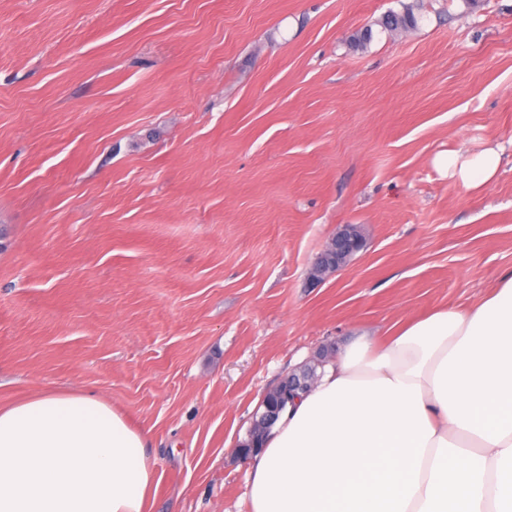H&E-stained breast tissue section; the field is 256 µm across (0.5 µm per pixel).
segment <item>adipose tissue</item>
Instances as JSON below:
<instances>
[{
  "instance_id": "1",
  "label": "adipose tissue",
  "mask_w": 512,
  "mask_h": 512,
  "mask_svg": "<svg viewBox=\"0 0 512 512\" xmlns=\"http://www.w3.org/2000/svg\"><path fill=\"white\" fill-rule=\"evenodd\" d=\"M466 188L499 146L439 157ZM146 435L104 400L0 407V512H149ZM251 512H512V269L468 308L356 337L250 461Z\"/></svg>"
}]
</instances>
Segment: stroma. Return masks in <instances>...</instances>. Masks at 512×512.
Returning a JSON list of instances; mask_svg holds the SVG:
<instances>
[{
    "label": "stroma",
    "mask_w": 512,
    "mask_h": 512,
    "mask_svg": "<svg viewBox=\"0 0 512 512\" xmlns=\"http://www.w3.org/2000/svg\"><path fill=\"white\" fill-rule=\"evenodd\" d=\"M494 144L480 190L435 164ZM509 269L512 0H0V405L110 402L150 512H250L267 389ZM418 17L411 6H403L401 11H389L382 19L381 26L388 32L413 29ZM364 245V238L355 225H340L311 268V280L321 282L342 270Z\"/></svg>",
    "instance_id": "1"
}]
</instances>
